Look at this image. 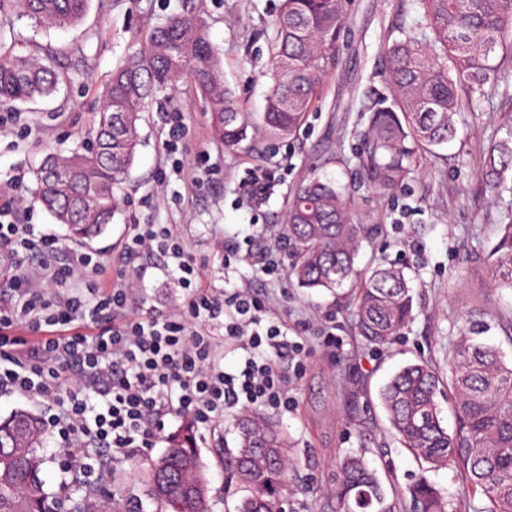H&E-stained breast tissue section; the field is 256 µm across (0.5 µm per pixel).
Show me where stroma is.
Instances as JSON below:
<instances>
[{"mask_svg": "<svg viewBox=\"0 0 512 512\" xmlns=\"http://www.w3.org/2000/svg\"><path fill=\"white\" fill-rule=\"evenodd\" d=\"M280 4L92 0L83 25L65 32L41 28L26 17L14 18L17 51L55 48L56 62L68 70L70 79L51 96L12 105L15 123L0 132V191L15 172H24L29 191L21 208L30 223L55 235L63 248L77 247V240L36 201L34 171L45 156L86 144L112 69L171 15L201 13L225 82L235 90L240 107L259 116L271 85L267 29ZM347 17L322 96L290 139L225 150L213 138L205 107L187 82L179 83L170 98L153 104L141 123L143 143L125 184L126 201L105 232L85 246L110 256L120 249L130 225L172 224L212 284L228 280L273 296L281 318L292 326L308 323L313 334L324 322H335L343 341L336 355L312 347L299 376L290 363L281 365L294 400L291 412L277 419L288 437L294 469L281 492L286 512H335L328 490L339 477L338 457L348 452L363 453L382 480L400 490L426 475L447 499L448 512H482L485 498L467 488L456 470L428 469L400 445L389 429L378 390L408 363L428 359L445 365L470 305L479 303L499 313L512 309V291L492 288L487 259L496 226L508 215L478 184L483 144L497 129L500 111L465 109L457 142L417 165L400 188L383 194L369 189L357 166L360 113L386 95L382 48L401 38L411 17L405 0H349ZM166 112L187 117L188 132L174 154L165 148ZM177 162L184 168L178 177L171 173ZM251 168L271 169L281 177L270 198L256 207L240 201V180ZM166 172L171 179L164 185L160 179ZM313 175L337 180L350 200L353 221L372 229L360 248L358 268L368 272L392 267L410 280L414 316L389 347L363 344L347 299L295 287L280 294L278 283L248 259L238 264L232 277L224 275L225 235L250 233L265 243L280 234L291 191ZM235 418V413H226L214 430L197 432L211 512H236L241 497L237 490L225 488L224 454L237 446ZM165 449V442H157L154 448L136 451L134 460L157 457ZM134 460L113 464L118 479L109 490L119 499L134 497L140 512H157L136 476Z\"/></svg>", "mask_w": 512, "mask_h": 512, "instance_id": "1", "label": "stroma"}]
</instances>
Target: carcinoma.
I'll return each instance as SVG.
<instances>
[{"mask_svg": "<svg viewBox=\"0 0 512 512\" xmlns=\"http://www.w3.org/2000/svg\"><path fill=\"white\" fill-rule=\"evenodd\" d=\"M91 0H0V103L46 97L67 81L54 50L29 53L3 46L15 13L50 29L80 26ZM414 13L404 38L384 48L389 104L367 109L357 165L379 193L398 188L424 156L456 137L461 108L512 104V0H408ZM345 23L344 0H282L271 24L272 86L257 120L241 111L224 84L221 61L202 15L173 16L145 45L115 67L104 88L92 146L52 154L36 173V199L77 240L101 235L119 210L121 191L141 145L142 113L160 94L190 82L209 105L214 137L229 151L292 137L306 122L334 64ZM512 118L484 150L481 186L497 200L512 196ZM368 226L351 221L348 199L318 176L291 194L284 221L288 275L300 288L348 289L362 339L389 346L413 317V288L403 271L378 267L363 275L356 258ZM489 256L492 286L512 290V213L498 225ZM491 314L475 303L457 331L447 370L418 360L381 389L389 428L429 468H454L487 499L485 512H512V362L484 340ZM450 397L456 427L443 426L439 398ZM238 446L224 457L236 488L247 491L237 512H283L280 490L292 468L288 438L275 420L247 412L236 421ZM42 418L17 410L0 418V512H121L106 488L94 498H59L41 472ZM167 449L135 462L162 512H209V482L194 444V422L166 436ZM329 495L336 512H447L422 476L406 491L388 492L361 454L339 459Z\"/></svg>", "mask_w": 512, "mask_h": 512, "instance_id": "obj_1", "label": "carcinoma"}]
</instances>
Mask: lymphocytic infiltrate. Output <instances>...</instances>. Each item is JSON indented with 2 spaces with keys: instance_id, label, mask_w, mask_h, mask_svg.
<instances>
[{
  "instance_id": "lymphocytic-infiltrate-1",
  "label": "lymphocytic infiltrate",
  "mask_w": 512,
  "mask_h": 512,
  "mask_svg": "<svg viewBox=\"0 0 512 512\" xmlns=\"http://www.w3.org/2000/svg\"><path fill=\"white\" fill-rule=\"evenodd\" d=\"M10 185L0 201V270L9 283L0 298V394L51 404L65 472L91 482L99 462L84 447L108 449L115 460L155 447L168 416L206 429L231 409H291L280 363L303 360L305 347L289 338L268 296L211 286L169 224L130 225L109 264L96 252H62L57 238L21 222L23 175ZM154 253L163 258L159 272L182 290L167 314L151 310L144 293ZM245 258L285 282L284 255L225 238V268ZM228 345L242 352L230 370Z\"/></svg>"
}]
</instances>
